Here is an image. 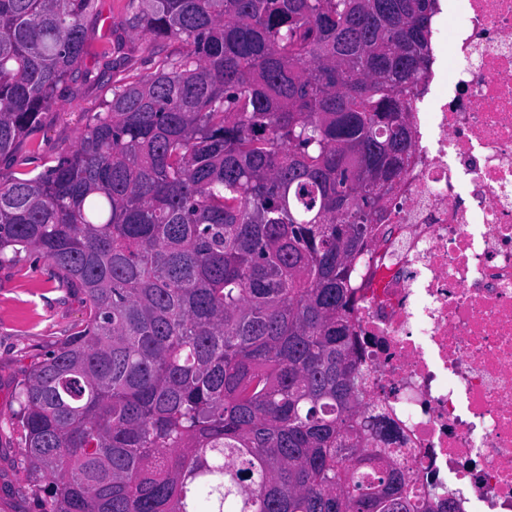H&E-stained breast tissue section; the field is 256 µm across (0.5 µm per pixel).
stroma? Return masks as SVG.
<instances>
[{
  "label": "stroma",
  "instance_id": "obj_1",
  "mask_svg": "<svg viewBox=\"0 0 512 512\" xmlns=\"http://www.w3.org/2000/svg\"><path fill=\"white\" fill-rule=\"evenodd\" d=\"M127 4L97 0L88 22L89 75L16 144L15 157L24 168L43 171L77 146L87 118L103 111L109 97L107 84L98 78L105 62L114 63V79H131L151 72L159 56L178 50V43L163 46L121 30ZM83 318L79 289L53 278L45 260L24 255L0 265V512H41L20 464L21 437L13 424L19 383L31 362L56 348Z\"/></svg>",
  "mask_w": 512,
  "mask_h": 512
}]
</instances>
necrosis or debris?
I'll list each match as a JSON object with an SVG mask.
<instances>
[{
	"mask_svg": "<svg viewBox=\"0 0 512 512\" xmlns=\"http://www.w3.org/2000/svg\"><path fill=\"white\" fill-rule=\"evenodd\" d=\"M414 147L357 266L371 437L437 512H512V0H438Z\"/></svg>",
	"mask_w": 512,
	"mask_h": 512,
	"instance_id": "1",
	"label": "necrosis or debris"
}]
</instances>
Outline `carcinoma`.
<instances>
[{
  "mask_svg": "<svg viewBox=\"0 0 512 512\" xmlns=\"http://www.w3.org/2000/svg\"><path fill=\"white\" fill-rule=\"evenodd\" d=\"M437 0H129L182 50L0 174V264L85 317L19 389L43 512H424L360 421L357 260L412 149ZM95 0H0V165L83 73Z\"/></svg>",
  "mask_w": 512,
  "mask_h": 512,
  "instance_id": "obj_1",
  "label": "carcinoma"
}]
</instances>
